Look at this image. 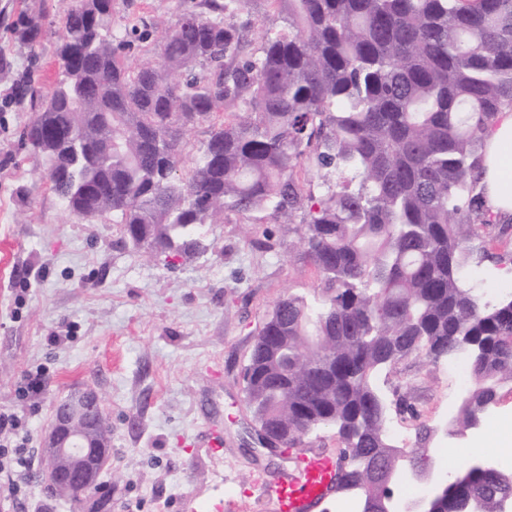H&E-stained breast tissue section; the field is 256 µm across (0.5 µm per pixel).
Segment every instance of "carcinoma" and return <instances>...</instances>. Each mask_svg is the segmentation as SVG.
<instances>
[{
    "mask_svg": "<svg viewBox=\"0 0 512 512\" xmlns=\"http://www.w3.org/2000/svg\"><path fill=\"white\" fill-rule=\"evenodd\" d=\"M275 26L253 37L262 6ZM117 0H75L60 23L49 95L0 59V108H29L24 144L79 221L111 216L121 240L173 266L201 229L244 216L297 225L320 295L280 299L258 332L246 400L258 432L295 445L336 429L340 490L384 512L382 477L428 449L390 438L376 379L419 352L460 355L470 401L450 435L483 421L512 383V294L464 285L486 234L482 133L512 106V0H199L177 22L112 26ZM246 13L241 21L233 17ZM47 15L12 28L37 58ZM161 53L126 63L151 36ZM209 136L178 173L188 127ZM306 162L319 183L297 175ZM320 336L316 342L313 337ZM512 469L463 462L432 512H502Z\"/></svg>",
    "mask_w": 512,
    "mask_h": 512,
    "instance_id": "obj_1",
    "label": "carcinoma"
}]
</instances>
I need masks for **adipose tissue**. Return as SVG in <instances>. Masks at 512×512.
Wrapping results in <instances>:
<instances>
[{"instance_id": "obj_1", "label": "adipose tissue", "mask_w": 512, "mask_h": 512, "mask_svg": "<svg viewBox=\"0 0 512 512\" xmlns=\"http://www.w3.org/2000/svg\"><path fill=\"white\" fill-rule=\"evenodd\" d=\"M479 186L494 220H512V107H504L483 135Z\"/></svg>"}]
</instances>
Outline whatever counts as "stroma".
<instances>
[{"mask_svg":"<svg viewBox=\"0 0 512 512\" xmlns=\"http://www.w3.org/2000/svg\"><path fill=\"white\" fill-rule=\"evenodd\" d=\"M195 0H121L114 27L143 20L176 23ZM73 0H0V53L30 67L10 25L44 13L34 78L42 93L58 79L59 20ZM33 112H0V411L18 415L32 460L17 474L21 512H92V497L59 501L33 477L52 408L73 386L95 388L112 426V457L102 487L112 512H269L258 479L292 469L290 458L257 441L245 399L244 368L259 329L288 294L313 296L319 275L296 259L293 225H244L241 217L205 225L204 249L170 267L119 244L111 217L72 218L45 179L46 162L20 145ZM271 238L274 247L260 248ZM496 260L465 267L484 298L512 292V236ZM461 359L411 356L381 377L390 424L443 429L469 386ZM40 373L42 391L16 389ZM414 404L410 419L394 405ZM220 434L221 451L209 441Z\"/></svg>","mask_w":512,"mask_h":512,"instance_id":"stroma-1","label":"stroma"}]
</instances>
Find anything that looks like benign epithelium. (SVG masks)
Here are the masks:
<instances>
[{"label": "benign epithelium", "instance_id": "7a95c632", "mask_svg": "<svg viewBox=\"0 0 512 512\" xmlns=\"http://www.w3.org/2000/svg\"><path fill=\"white\" fill-rule=\"evenodd\" d=\"M106 414L102 397L83 389L55 404L45 437V479L54 489H66L83 497L95 490L96 469L109 452L101 438ZM425 480L436 483L430 472L402 464L388 470L386 484Z\"/></svg>", "mask_w": 512, "mask_h": 512}]
</instances>
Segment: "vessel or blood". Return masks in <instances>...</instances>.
Wrapping results in <instances>:
<instances>
[{"instance_id":"b4317fda","label":"vessel or blood","mask_w":512,"mask_h":512,"mask_svg":"<svg viewBox=\"0 0 512 512\" xmlns=\"http://www.w3.org/2000/svg\"><path fill=\"white\" fill-rule=\"evenodd\" d=\"M335 456L311 452L301 455L297 469L273 482L258 485L259 497L272 512H318L336 493Z\"/></svg>"}]
</instances>
